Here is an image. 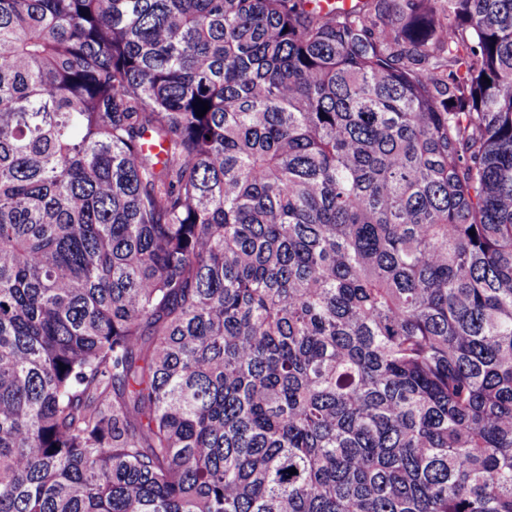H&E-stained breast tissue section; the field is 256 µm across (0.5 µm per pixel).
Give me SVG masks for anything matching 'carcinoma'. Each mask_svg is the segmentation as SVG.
Masks as SVG:
<instances>
[{"instance_id": "obj_1", "label": "carcinoma", "mask_w": 512, "mask_h": 512, "mask_svg": "<svg viewBox=\"0 0 512 512\" xmlns=\"http://www.w3.org/2000/svg\"><path fill=\"white\" fill-rule=\"evenodd\" d=\"M0 512H512V0H0Z\"/></svg>"}]
</instances>
